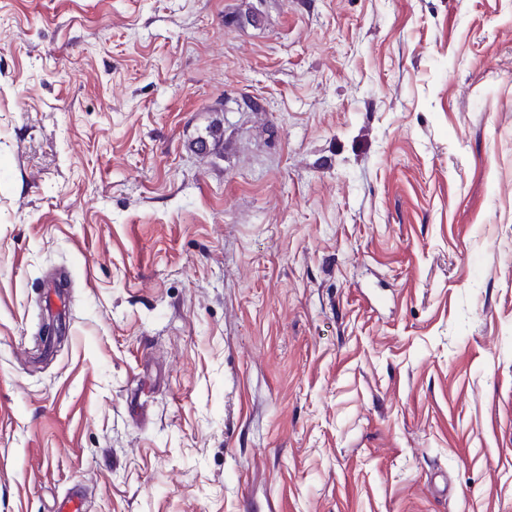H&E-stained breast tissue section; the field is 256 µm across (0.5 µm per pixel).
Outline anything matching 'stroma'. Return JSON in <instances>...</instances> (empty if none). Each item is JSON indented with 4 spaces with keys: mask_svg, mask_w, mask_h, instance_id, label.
<instances>
[{
    "mask_svg": "<svg viewBox=\"0 0 512 512\" xmlns=\"http://www.w3.org/2000/svg\"><path fill=\"white\" fill-rule=\"evenodd\" d=\"M79 487L512 512V0H0V512Z\"/></svg>",
    "mask_w": 512,
    "mask_h": 512,
    "instance_id": "1",
    "label": "stroma"
}]
</instances>
